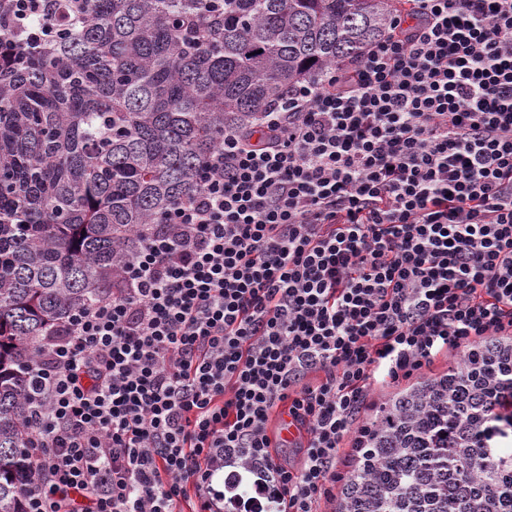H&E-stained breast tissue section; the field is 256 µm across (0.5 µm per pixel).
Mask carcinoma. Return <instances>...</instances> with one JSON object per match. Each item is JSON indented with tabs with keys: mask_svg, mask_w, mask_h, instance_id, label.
<instances>
[{
	"mask_svg": "<svg viewBox=\"0 0 512 512\" xmlns=\"http://www.w3.org/2000/svg\"><path fill=\"white\" fill-rule=\"evenodd\" d=\"M404 0H82L57 42L0 54V512H24L22 426L40 336L105 296L134 235L199 188L224 129L384 37ZM442 374L393 397L352 485L398 479L375 512L423 487L425 441L393 425ZM490 485L512 483L496 454Z\"/></svg>",
	"mask_w": 512,
	"mask_h": 512,
	"instance_id": "carcinoma-1",
	"label": "carcinoma"
}]
</instances>
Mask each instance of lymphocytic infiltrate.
I'll list each match as a JSON object with an SVG mask.
<instances>
[{
    "mask_svg": "<svg viewBox=\"0 0 512 512\" xmlns=\"http://www.w3.org/2000/svg\"><path fill=\"white\" fill-rule=\"evenodd\" d=\"M409 2L356 63L226 129L111 291L43 336L26 512H337L395 393L512 342V0ZM59 16L14 0L12 25L39 47ZM476 391L465 487L501 512L512 387ZM486 478L490 485L501 483L506 486L512 483V453L496 454L486 470Z\"/></svg>",
    "mask_w": 512,
    "mask_h": 512,
    "instance_id": "lymphocytic-infiltrate-1",
    "label": "lymphocytic infiltrate"
}]
</instances>
